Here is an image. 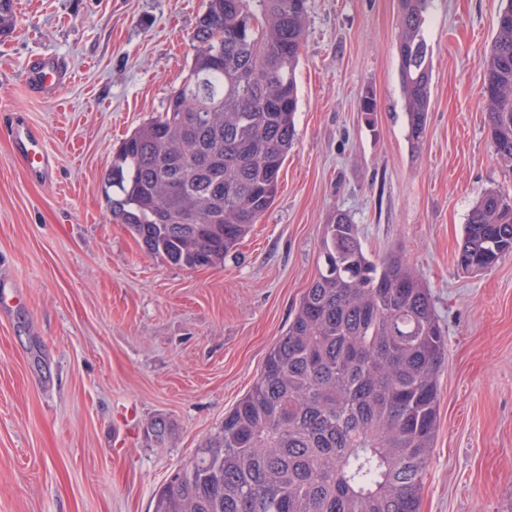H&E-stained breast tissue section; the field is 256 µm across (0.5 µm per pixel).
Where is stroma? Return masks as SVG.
Returning <instances> with one entry per match:
<instances>
[{"label":"stroma","instance_id":"stroma-1","mask_svg":"<svg viewBox=\"0 0 512 512\" xmlns=\"http://www.w3.org/2000/svg\"><path fill=\"white\" fill-rule=\"evenodd\" d=\"M206 0H14L0 38V512H152L151 501L250 389L347 212L373 255L401 253L448 340L420 512H512V254L456 256L479 194L512 197L488 136L480 59L503 0H432L428 135L407 139L399 0H309L295 141L276 200L223 265L147 253L102 192L121 140L187 74ZM69 82L30 93L34 58ZM372 97L376 109L361 104ZM52 166L32 177L11 126ZM171 431L155 441L151 425ZM12 137L15 154L26 171L35 177L45 175L51 158L44 147L42 136L27 124L19 123L13 128Z\"/></svg>","mask_w":512,"mask_h":512}]
</instances>
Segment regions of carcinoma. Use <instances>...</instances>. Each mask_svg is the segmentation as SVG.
Wrapping results in <instances>:
<instances>
[{
	"instance_id": "carcinoma-1",
	"label": "carcinoma",
	"mask_w": 512,
	"mask_h": 512,
	"mask_svg": "<svg viewBox=\"0 0 512 512\" xmlns=\"http://www.w3.org/2000/svg\"><path fill=\"white\" fill-rule=\"evenodd\" d=\"M408 140L427 136L430 0H399ZM308 0H207L183 83L122 141L104 180L115 220L150 254L211 268L273 205L295 136ZM15 27L0 0V36ZM487 125L512 170V0L481 59ZM512 253V201L484 191L457 266ZM448 340L399 254L374 256L336 211L318 273L248 392L154 495L153 512H419Z\"/></svg>"
}]
</instances>
